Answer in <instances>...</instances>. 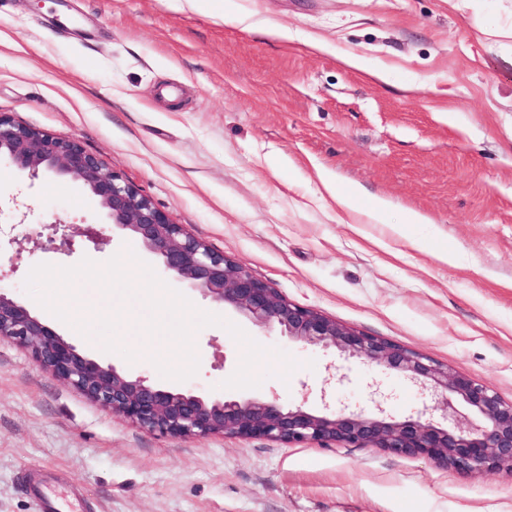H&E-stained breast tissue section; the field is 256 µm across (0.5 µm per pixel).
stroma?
Returning a JSON list of instances; mask_svg holds the SVG:
<instances>
[{
  "label": "stroma",
  "instance_id": "1",
  "mask_svg": "<svg viewBox=\"0 0 512 512\" xmlns=\"http://www.w3.org/2000/svg\"><path fill=\"white\" fill-rule=\"evenodd\" d=\"M278 25L290 36H265ZM0 114L74 138L212 250L288 301L420 351L512 401V0H0ZM360 59L361 67L351 66ZM357 203L387 205L382 224H349L316 190L317 170ZM422 223H413V216ZM97 225L44 250L51 224ZM0 289L24 288L41 263L105 265L112 237L78 183L0 167ZM441 252L453 260H438ZM77 299L121 311L135 362L72 327L55 329L103 362L170 388L152 355L141 298ZM301 366L289 380L255 371L236 398L389 412L423 396L399 372L306 346L187 291ZM184 389L224 396L242 349L220 326L194 334ZM314 368H306V361ZM75 493L90 512H512V475L463 476L419 456L264 437L161 435L112 413L0 341V512H42L27 487Z\"/></svg>",
  "mask_w": 512,
  "mask_h": 512
}]
</instances>
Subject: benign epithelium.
<instances>
[{
    "label": "benign epithelium",
    "mask_w": 512,
    "mask_h": 512,
    "mask_svg": "<svg viewBox=\"0 0 512 512\" xmlns=\"http://www.w3.org/2000/svg\"><path fill=\"white\" fill-rule=\"evenodd\" d=\"M2 165L32 179L50 173L81 182L97 199L112 234L157 259L163 273L259 327H276L295 341L334 348L396 370L428 398L416 417L397 420L387 412L378 387L374 411L368 414L332 410L324 390L323 408L315 411L303 405L284 406L276 399L207 397L165 389L84 353L26 304L0 291V340L28 349L36 364L93 402L160 434L262 436L288 444L334 442L422 456L467 476L512 474V401L502 400L490 386L452 373L424 353L289 302L241 264L171 223L133 184L104 169L74 139L17 125L0 114ZM77 235L95 245L103 241L91 224L75 228L58 223L46 245L69 254ZM460 405L476 418L469 427L449 430L433 419L432 412L439 410L444 420L455 421Z\"/></svg>",
    "instance_id": "1"
}]
</instances>
